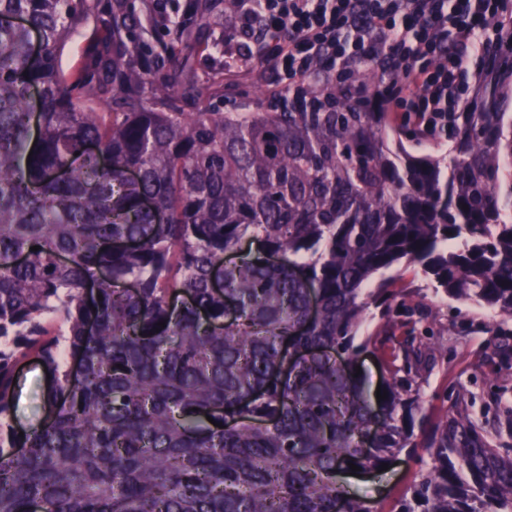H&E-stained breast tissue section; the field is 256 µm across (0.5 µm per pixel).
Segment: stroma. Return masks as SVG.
Instances as JSON below:
<instances>
[{"mask_svg":"<svg viewBox=\"0 0 512 512\" xmlns=\"http://www.w3.org/2000/svg\"><path fill=\"white\" fill-rule=\"evenodd\" d=\"M227 34L223 49L200 54L195 63L200 75L225 61H232L238 86L252 97L267 99L278 88L279 76L269 65L254 62V51L240 45L233 13H226L219 25ZM399 287L408 295L410 314L396 316L392 330L396 342L409 333L427 337L433 353L431 364L418 381L423 413L437 418L448 410L455 397H465L467 409L488 432L499 428L498 398L512 404V319L492 311L452 300L432 291L420 270L402 265L392 270ZM46 414V373L41 363L27 362L19 375L15 396V417L24 427L39 426ZM429 462L426 451L403 457L386 471L341 481L370 502L376 512H389L396 498L410 485L415 474Z\"/></svg>","mask_w":512,"mask_h":512,"instance_id":"1","label":"stroma"}]
</instances>
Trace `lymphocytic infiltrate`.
Wrapping results in <instances>:
<instances>
[{
    "label": "lymphocytic infiltrate",
    "instance_id": "lymphocytic-infiltrate-1",
    "mask_svg": "<svg viewBox=\"0 0 512 512\" xmlns=\"http://www.w3.org/2000/svg\"><path fill=\"white\" fill-rule=\"evenodd\" d=\"M242 41L262 31L284 92L330 64L350 89L361 67L388 77L389 109L417 143L448 137L469 88L470 62L494 29L501 0H236Z\"/></svg>",
    "mask_w": 512,
    "mask_h": 512
}]
</instances>
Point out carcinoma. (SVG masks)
<instances>
[{"label":"carcinoma","instance_id":"carcinoma-1","mask_svg":"<svg viewBox=\"0 0 512 512\" xmlns=\"http://www.w3.org/2000/svg\"><path fill=\"white\" fill-rule=\"evenodd\" d=\"M214 8L0 0V512H376L338 469L418 448L390 512H512L508 403L494 435L458 398L420 440L425 345L383 360L380 401L355 370L384 353L355 337L371 305L395 326L401 262L512 318V13L445 157L406 150L372 81L215 111L239 91L192 61L220 45ZM99 14V52L65 72ZM32 358L49 415L24 430ZM46 414V373L41 363L30 360L19 375L15 417L24 427H38Z\"/></svg>","mask_w":512,"mask_h":512}]
</instances>
